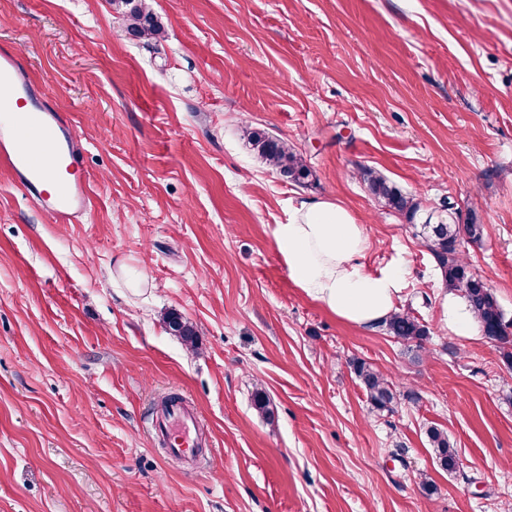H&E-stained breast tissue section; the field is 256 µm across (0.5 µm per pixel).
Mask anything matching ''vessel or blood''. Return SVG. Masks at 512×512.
<instances>
[{"label":"vessel or blood","mask_w":512,"mask_h":512,"mask_svg":"<svg viewBox=\"0 0 512 512\" xmlns=\"http://www.w3.org/2000/svg\"><path fill=\"white\" fill-rule=\"evenodd\" d=\"M23 70L17 54L0 53V163L52 222L79 223L88 210L89 193L87 180L79 173L78 144L67 120L53 107L45 105L37 114L29 113V102L41 95L42 88L25 80ZM33 118L49 143L48 150L37 158L15 139L16 132ZM152 435L166 445L170 456L189 459L198 444L199 421L177 401L156 411Z\"/></svg>","instance_id":"1"}]
</instances>
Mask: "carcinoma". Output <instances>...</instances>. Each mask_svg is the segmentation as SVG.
I'll return each mask as SVG.
<instances>
[{
    "label": "carcinoma",
    "instance_id": "carcinoma-1",
    "mask_svg": "<svg viewBox=\"0 0 512 512\" xmlns=\"http://www.w3.org/2000/svg\"><path fill=\"white\" fill-rule=\"evenodd\" d=\"M117 9L123 11L128 25L127 32L139 40H156L161 35V26L156 15L144 0H112ZM248 143L257 155L280 176L295 183H301L310 176V170L301 156L287 141L268 136L261 131H246ZM361 177L369 191L385 204L404 213L414 220L420 210L419 203L385 177L371 169L361 171ZM427 217L419 225L418 235L433 254L441 271L446 288L458 291L467 300L480 322L485 336L497 343L504 362L512 367V324L505 321L492 288L479 275L466 257L465 245L477 243L482 238V225L469 222L452 224L443 220L431 223ZM167 330L179 337L184 344H196L197 331L192 323L177 312L165 317ZM387 332L403 343L416 349L423 348L429 330L420 320L408 312H396L386 322ZM354 371L359 378L370 404L378 411H393L397 402L393 384L379 371L363 361L354 363ZM428 438L435 450L440 466L453 469L456 466V452L448 440V434L437 427L427 430Z\"/></svg>",
    "mask_w": 512,
    "mask_h": 512
}]
</instances>
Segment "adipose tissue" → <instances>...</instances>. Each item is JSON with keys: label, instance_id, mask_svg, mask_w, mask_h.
I'll list each match as a JSON object with an SVG mask.
<instances>
[{"label": "adipose tissue", "instance_id": "1", "mask_svg": "<svg viewBox=\"0 0 512 512\" xmlns=\"http://www.w3.org/2000/svg\"><path fill=\"white\" fill-rule=\"evenodd\" d=\"M273 237L295 286L338 318L376 327L395 312L405 270H364L368 236L342 204L301 201L287 223L275 226Z\"/></svg>", "mask_w": 512, "mask_h": 512}]
</instances>
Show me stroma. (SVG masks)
Masks as SVG:
<instances>
[{
  "mask_svg": "<svg viewBox=\"0 0 512 512\" xmlns=\"http://www.w3.org/2000/svg\"><path fill=\"white\" fill-rule=\"evenodd\" d=\"M149 6L154 44L112 0H0V49L68 118L91 197L82 222L51 223L0 166V512H512V369L449 332L414 229L446 202L482 224L467 255L512 321V0ZM247 126L293 145L305 183L265 166ZM365 168L420 202L415 221ZM307 199L364 224L366 272L406 266L398 308L428 326L423 349L292 283L273 229ZM356 359L393 382V411ZM170 393L199 419L196 460L149 432ZM167 330L174 336H178L186 345L194 346L197 340V331L192 323L184 319L177 312H170L164 321ZM353 366L373 408L382 412L393 411L397 395L393 390L392 382L363 361H356ZM427 435L440 466L445 470L454 469L457 463L456 452L448 440V434L437 427H430Z\"/></svg>",
  "mask_w": 512,
  "mask_h": 512,
  "instance_id": "35a3bbf8",
  "label": "stroma"
}]
</instances>
